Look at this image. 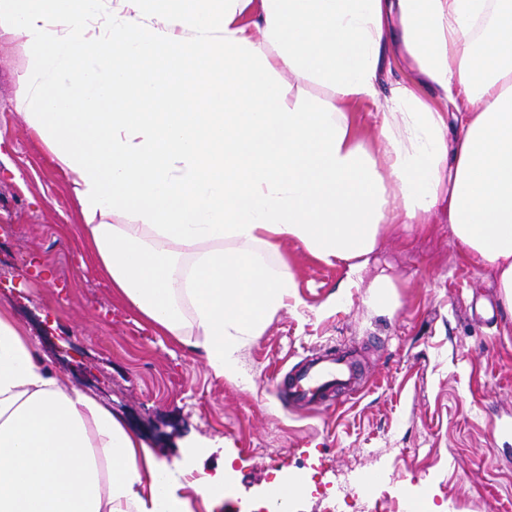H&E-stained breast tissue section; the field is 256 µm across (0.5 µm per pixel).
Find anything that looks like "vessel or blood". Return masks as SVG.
I'll return each mask as SVG.
<instances>
[{"instance_id":"vessel-or-blood-1","label":"vessel or blood","mask_w":512,"mask_h":512,"mask_svg":"<svg viewBox=\"0 0 512 512\" xmlns=\"http://www.w3.org/2000/svg\"><path fill=\"white\" fill-rule=\"evenodd\" d=\"M278 390L292 408L307 413L352 398L358 392L353 356L334 347L306 355L284 374Z\"/></svg>"}]
</instances>
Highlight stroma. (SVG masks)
<instances>
[{
    "mask_svg": "<svg viewBox=\"0 0 512 512\" xmlns=\"http://www.w3.org/2000/svg\"><path fill=\"white\" fill-rule=\"evenodd\" d=\"M26 68L23 46L0 40V307L27 327L48 365L121 414L158 456L173 461L187 441L221 438L200 462L224 472L216 512H264L277 475L305 482L288 512H360L379 499L401 512L409 495L429 510L512 512V313L492 274L452 238L447 202L425 224L393 225L349 288L345 267L282 245L299 301L243 349L245 387L213 376L191 347L114 298L79 235L67 175L16 107ZM398 85L447 109L386 41L376 100L351 108L367 147L378 144ZM37 259L52 281L32 275ZM380 277L395 285L394 308L369 303ZM328 347L361 355L365 389L335 409L290 408L273 373ZM373 471L378 481L366 485Z\"/></svg>",
    "mask_w": 512,
    "mask_h": 512,
    "instance_id": "obj_1",
    "label": "stroma"
}]
</instances>
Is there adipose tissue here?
Wrapping results in <instances>:
<instances>
[{
	"label": "adipose tissue",
	"instance_id": "ef3b65f1",
	"mask_svg": "<svg viewBox=\"0 0 512 512\" xmlns=\"http://www.w3.org/2000/svg\"><path fill=\"white\" fill-rule=\"evenodd\" d=\"M392 31L456 112L396 87L370 149L348 108L374 98ZM3 37L99 271L215 377L244 381L242 348L296 297L282 244L352 283L443 198L512 312V0H0ZM208 449L159 458L0 307V512H191L185 478L209 508Z\"/></svg>",
	"mask_w": 512,
	"mask_h": 512
}]
</instances>
